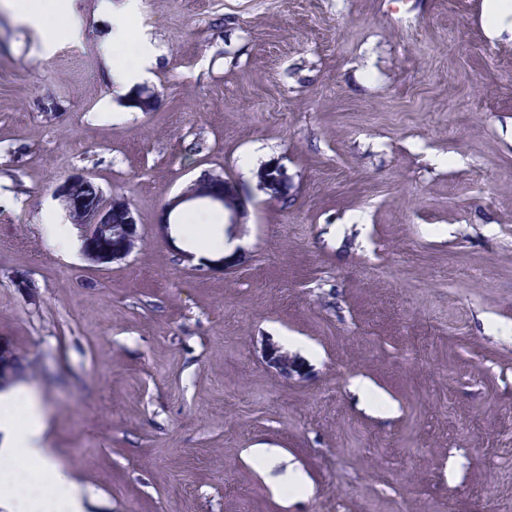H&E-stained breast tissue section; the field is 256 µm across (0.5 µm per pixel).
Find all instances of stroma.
<instances>
[{
  "instance_id": "1",
  "label": "stroma",
  "mask_w": 512,
  "mask_h": 512,
  "mask_svg": "<svg viewBox=\"0 0 512 512\" xmlns=\"http://www.w3.org/2000/svg\"><path fill=\"white\" fill-rule=\"evenodd\" d=\"M102 1L57 0L69 33L0 2V343L87 512H512V33L485 0H110L155 53L142 112ZM206 170L247 211L180 215L222 271L158 227ZM76 174L131 203L121 262L50 244ZM287 337L304 376L265 361ZM256 177L258 186L269 199L279 200L288 196V174L280 165H265ZM193 228L195 232L190 235L197 241L198 255L200 258L211 259L224 252V236H222L218 228L211 224H196Z\"/></svg>"
}]
</instances>
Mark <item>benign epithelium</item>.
Listing matches in <instances>:
<instances>
[{"mask_svg": "<svg viewBox=\"0 0 512 512\" xmlns=\"http://www.w3.org/2000/svg\"><path fill=\"white\" fill-rule=\"evenodd\" d=\"M85 180L87 177L83 175L68 177L57 186L56 195L64 203L67 212L79 217L85 224L82 256L93 265L107 266L125 259L135 249L139 242L138 222L130 203L117 194L109 197L100 194L91 205L86 199L73 195L72 184ZM257 180L258 186L269 198L279 200L288 196V174L280 165L265 166L257 174ZM201 183L218 186V190L210 192L207 203L226 205L231 223L238 224L244 218L243 205L234 183L221 174L208 172L192 180L180 194L165 203L158 221L163 236H169L171 215L178 207L203 200L198 191ZM115 210L123 211L124 223H112V212ZM265 358L270 367L282 374L299 375L303 371V364L299 359L275 343L267 344Z\"/></svg>", "mask_w": 512, "mask_h": 512, "instance_id": "7a95c632", "label": "benign epithelium"}]
</instances>
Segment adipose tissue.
<instances>
[{
	"instance_id": "adipose-tissue-1",
	"label": "adipose tissue",
	"mask_w": 512,
	"mask_h": 512,
	"mask_svg": "<svg viewBox=\"0 0 512 512\" xmlns=\"http://www.w3.org/2000/svg\"><path fill=\"white\" fill-rule=\"evenodd\" d=\"M108 49L122 56L112 66V81L120 90H128L149 63L147 50L126 36L119 21L113 25ZM43 432L40 405L28 392L17 389L0 393V457L20 458L45 468L55 494L56 512H86L80 484L67 471L51 465Z\"/></svg>"
}]
</instances>
